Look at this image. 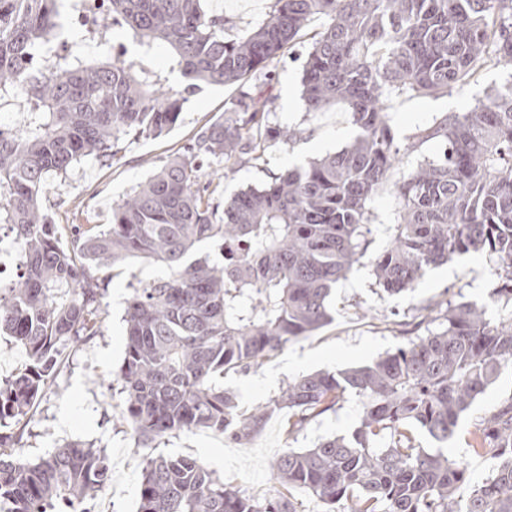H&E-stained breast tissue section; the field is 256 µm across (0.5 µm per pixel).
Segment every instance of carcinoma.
<instances>
[{
  "label": "carcinoma",
  "instance_id": "cac0c4a2",
  "mask_svg": "<svg viewBox=\"0 0 512 512\" xmlns=\"http://www.w3.org/2000/svg\"><path fill=\"white\" fill-rule=\"evenodd\" d=\"M57 2L0 0V105L26 104L21 127L0 130V230L19 261L17 279L0 284V335L27 354L22 370L0 380V512H77L110 480L103 451L72 442L29 461L14 430L51 384L62 348L97 333L103 271L132 258L164 270L126 300L116 376L122 418L143 447L192 430L241 446L276 410L288 412L290 436L344 394L366 398L351 435L284 451L262 499L196 458L150 455L138 512H302L295 489L325 512L341 502L345 512H512V397L470 432L471 450L490 468L467 495V467L444 452L472 404L512 368V315L492 320L470 302L448 307L440 330L364 366L293 378L251 410L224 388V372L248 371L332 321V288L367 253L370 203L390 185L393 235L372 261L383 293L407 292L430 267L485 251L497 264L494 297L512 304V80L421 131L442 154L394 182L401 146L386 105L446 94L489 65L512 69V0H273L241 38L224 35L204 0H109L135 36L173 49L181 89L118 57L91 65L73 51L37 67L59 26ZM315 18L323 24L303 66L305 112L342 103L358 135L216 202L206 159H257L269 139L300 137L272 130L267 99L250 82ZM201 83L241 91L194 143L112 204L109 223L65 244L40 204L49 179L115 156L131 133L171 130ZM203 245L218 247L222 261ZM420 430L436 447H422Z\"/></svg>",
  "mask_w": 512,
  "mask_h": 512
}]
</instances>
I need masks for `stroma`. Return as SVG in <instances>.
I'll list each match as a JSON object with an SVG mask.
<instances>
[{
    "label": "stroma",
    "mask_w": 512,
    "mask_h": 512,
    "mask_svg": "<svg viewBox=\"0 0 512 512\" xmlns=\"http://www.w3.org/2000/svg\"><path fill=\"white\" fill-rule=\"evenodd\" d=\"M81 0H61V27L50 44L47 62L65 54L76 43L86 62L94 63L123 52L136 69L161 79L166 86L182 88L184 80L174 69L171 48L163 43L140 46L126 27L113 21L107 10L86 14ZM270 0H206L209 14L223 17L227 36H241L261 22L270 10ZM310 45L309 38L295 40L270 66L273 79L264 91L270 110L271 127H294L300 138L293 144L269 141L262 157L249 163H231L216 194L230 198L241 189L268 181L288 166L341 150L356 136L344 106L311 116L301 100L302 70L299 64ZM512 78L502 67L484 70L469 84L440 96L417 95L392 99L391 126L402 144L408 145L399 164L408 170L438 151L437 141L414 146L413 136L431 126L448 112H465L491 88ZM234 88L200 85L189 94L180 122L158 137L127 136L118 153L100 161L74 165L50 182L41 205L57 224L108 223L113 203L130 195L173 153L193 140L203 126L223 116ZM398 208L392 191L378 194L371 203L372 221L366 255L354 264L336 286V310L332 322L315 334L288 345L270 361L246 372L231 371L224 386L232 390L244 408L264 404L288 379L308 373L360 366L386 352L407 345L410 339L438 330L440 315L432 303L471 302L483 306L489 318L512 312L506 303L494 300L498 286L495 260L485 252H471L448 264L430 269L414 291L389 296L377 287L371 261L388 244ZM159 265L131 261L108 268L104 274L106 292L102 300L100 328L96 336L78 348H69L54 380L32 411L22 438L24 457L35 460L55 448L80 441L104 450L112 477L108 486L91 501L93 512H137L138 487L148 449L137 444L122 415V395L113 388L125 356V302L138 283L162 276ZM512 395V369L471 407L467 417L448 443V455L465 462L472 480L487 474L484 459L472 455L467 437L476 420L489 407ZM364 399L354 393L313 417L298 432L285 436V412H273L259 435L240 448L229 447L221 433L182 431L159 441V452L197 457L225 482L260 498L270 489L272 464L288 448H311L319 441L348 436L360 422Z\"/></svg>",
    "instance_id": "35a3bbf8"
}]
</instances>
